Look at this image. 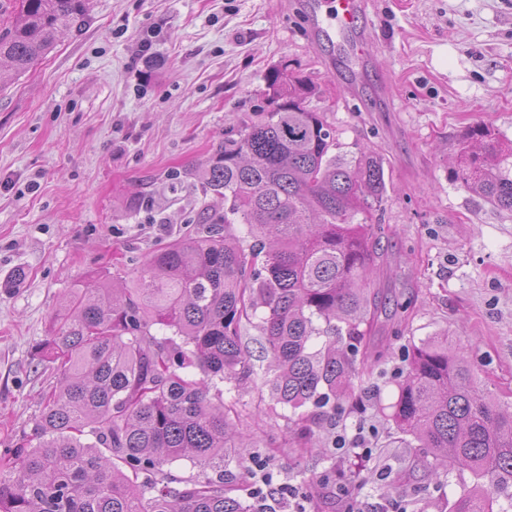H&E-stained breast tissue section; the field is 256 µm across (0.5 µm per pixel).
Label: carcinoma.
<instances>
[{"instance_id":"carcinoma-1","label":"carcinoma","mask_w":512,"mask_h":512,"mask_svg":"<svg viewBox=\"0 0 512 512\" xmlns=\"http://www.w3.org/2000/svg\"><path fill=\"white\" fill-rule=\"evenodd\" d=\"M89 8L22 0L20 18L0 32V68L27 70ZM267 89L274 107L224 138L200 172L229 204L224 216H202L151 251L132 287L118 271H91L71 288L36 353L57 383L26 444L0 458V512H255L224 488L226 445L246 435L219 384L244 387L256 375L243 322L261 312L266 383L299 422L335 417L382 358L367 336L387 267L384 229L356 221L385 202L381 157L341 151L309 107L313 86L288 64L269 73ZM467 141L483 149L461 155L457 179L512 211V152L482 125ZM315 336L325 337L317 349ZM391 409L398 431L432 454L434 477L472 474L450 512H493L500 498L512 509V411L485 396L448 337L409 351ZM181 458L201 476L172 489L163 466Z\"/></svg>"}]
</instances>
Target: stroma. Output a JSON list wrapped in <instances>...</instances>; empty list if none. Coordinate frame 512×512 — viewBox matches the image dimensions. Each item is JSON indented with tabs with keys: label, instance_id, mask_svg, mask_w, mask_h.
<instances>
[{
	"label": "stroma",
	"instance_id": "1",
	"mask_svg": "<svg viewBox=\"0 0 512 512\" xmlns=\"http://www.w3.org/2000/svg\"><path fill=\"white\" fill-rule=\"evenodd\" d=\"M299 0H92L77 29L21 73L0 72V454L31 430L56 383L36 351L56 329L73 284L88 271L142 273L154 246L223 214L198 172L226 134L271 109L266 78L289 64L315 89L344 151L384 161L387 199L376 222L391 230L383 281L389 315L376 336L389 355L355 382L361 410L343 409L299 447L289 412L263 372L260 332L243 324L257 376L224 385V405L248 437L251 459L228 447L224 473L239 496L273 476L276 512H293L311 480L359 473L366 512H441L472 483L433 482L427 455L384 415L407 372L411 345L447 335L465 348L481 389L512 409V212L455 176L470 126L512 147V0H368L366 57L392 102L370 88L347 94V70L329 43L310 42ZM20 284L6 287L16 270ZM371 425L370 456L337 447L342 427Z\"/></svg>",
	"mask_w": 512,
	"mask_h": 512
}]
</instances>
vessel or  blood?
Wrapping results in <instances>:
<instances>
[{"label":"vessel or blood","mask_w":512,"mask_h":512,"mask_svg":"<svg viewBox=\"0 0 512 512\" xmlns=\"http://www.w3.org/2000/svg\"><path fill=\"white\" fill-rule=\"evenodd\" d=\"M365 0H307L311 40L335 41L341 58L353 73H360L371 28L364 24Z\"/></svg>","instance_id":"obj_1"}]
</instances>
